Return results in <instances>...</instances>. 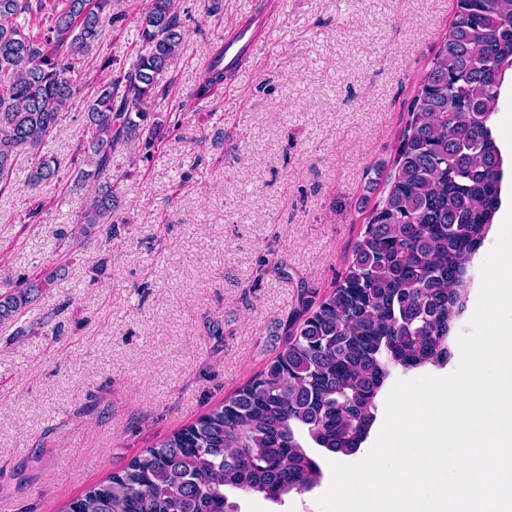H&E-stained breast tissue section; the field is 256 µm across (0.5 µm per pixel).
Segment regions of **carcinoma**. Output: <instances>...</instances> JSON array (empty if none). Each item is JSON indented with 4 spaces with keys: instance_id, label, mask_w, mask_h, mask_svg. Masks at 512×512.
Segmentation results:
<instances>
[{
    "instance_id": "obj_1",
    "label": "carcinoma",
    "mask_w": 512,
    "mask_h": 512,
    "mask_svg": "<svg viewBox=\"0 0 512 512\" xmlns=\"http://www.w3.org/2000/svg\"><path fill=\"white\" fill-rule=\"evenodd\" d=\"M111 11L112 0H0V194L13 186L17 156L29 153L32 191L69 178L95 185L77 224L83 235L109 239L112 155L165 138L159 79L183 41L174 0H146L135 61L86 103L89 137L68 165L42 155ZM510 73L512 0H458L411 104L389 191L338 287L289 320L281 349L245 386L61 512H235L227 489L278 502L317 482L305 434L321 448L355 453L390 369L448 360L450 324L466 306L467 262L501 205L492 117ZM224 75L219 45L196 97H209ZM53 280L44 272L0 290V325L17 322Z\"/></svg>"
}]
</instances>
